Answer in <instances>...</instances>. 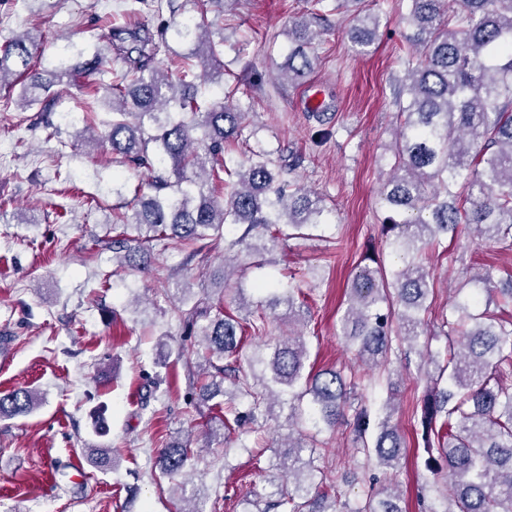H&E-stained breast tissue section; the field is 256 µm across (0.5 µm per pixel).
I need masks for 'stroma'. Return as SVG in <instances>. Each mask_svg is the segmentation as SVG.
I'll list each match as a JSON object with an SVG mask.
<instances>
[{"mask_svg": "<svg viewBox=\"0 0 512 512\" xmlns=\"http://www.w3.org/2000/svg\"><path fill=\"white\" fill-rule=\"evenodd\" d=\"M128 0H8L0 6V43L31 31L38 50L52 55L70 43L85 48L108 36L110 24L133 21ZM389 26L370 54H358L344 35L346 14L315 45L317 61L306 80L278 79L290 20L311 15L309 0H227L209 12L223 28L224 84L248 105L247 126L268 148L306 153L298 176L333 211L339 242L294 239L273 252L265 270L250 269L247 283L271 276L287 281L302 269L313 293L307 324L309 362L315 369L355 365L340 336L341 303L359 266L386 268L399 260L380 232L386 211L379 196L386 169L380 158L395 126L393 88L403 74L396 58L404 44L407 0H367ZM19 88L0 89V337H10L13 359L0 369V393L31 390L38 406L0 420V512H177L181 496L203 512H244L255 490L276 476L278 445L288 440L285 411L258 423L242 441L211 435L223 414L203 399L199 376L204 350L174 309L182 285L177 270L196 277L188 248L154 251L145 271L124 272L112 259V211L133 197L141 176L122 171L99 147L73 145L61 129L64 151L31 127L37 106L20 108ZM317 95L320 110L308 102ZM123 175V196L112 178ZM434 314L450 311L452 290L466 273L512 272V250L472 243L467 230L447 254L429 253ZM411 356L398 387L393 419L407 453L393 472L407 512H419L418 485L430 481L426 454L412 431L411 411L425 390ZM101 410L105 436L93 432ZM190 440L193 467L184 493L154 466L159 448ZM318 465L331 475L341 502L355 506L371 471L343 423L322 432ZM93 448L115 451L116 466L99 468Z\"/></svg>", "mask_w": 512, "mask_h": 512, "instance_id": "obj_1", "label": "stroma"}]
</instances>
